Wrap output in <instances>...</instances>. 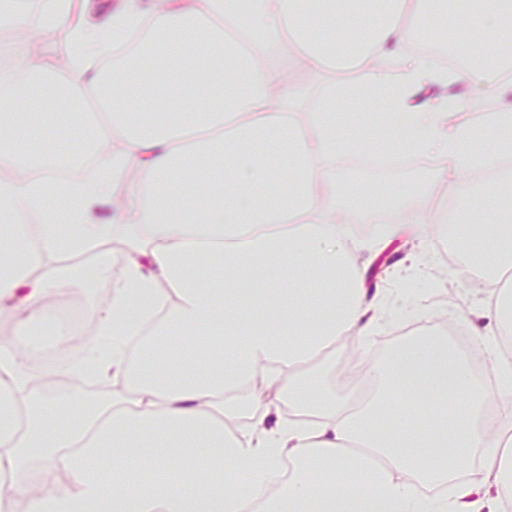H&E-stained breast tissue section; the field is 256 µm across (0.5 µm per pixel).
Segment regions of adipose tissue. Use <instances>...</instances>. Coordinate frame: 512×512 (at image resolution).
<instances>
[{"label": "adipose tissue", "instance_id": "1", "mask_svg": "<svg viewBox=\"0 0 512 512\" xmlns=\"http://www.w3.org/2000/svg\"><path fill=\"white\" fill-rule=\"evenodd\" d=\"M446 0H139L71 19V0H44L43 28L68 26L67 69L28 60L0 68V322L40 321L82 277L74 255L111 279L84 346V372L119 390L61 401L19 367L36 347L0 344V512H512V226L471 225L490 273L471 352L487 356L495 394L471 353L444 336L412 335L364 368L338 397L327 366L343 340L368 343L390 297L369 296L366 260L386 242L450 235L444 204L475 172L512 188V0H470L455 12L451 52L511 102L448 122L463 99L414 103L423 86L458 82L408 49L412 28ZM411 28L396 24L402 11ZM149 18L147 48L107 71L99 61ZM290 44L309 69L392 54L400 75L372 68L366 87L331 91L317 112L290 109L291 86L270 50ZM386 105L404 141L444 159L431 191L383 239L353 237L336 205V170L350 141L337 105L367 95ZM105 107L95 130L105 166L69 195L76 217L53 212L54 167L76 140L49 153L23 149L42 109L90 130L82 109ZM125 186L123 223L142 237L124 254L106 246L93 213ZM139 362H132V353ZM63 476L35 493L33 471Z\"/></svg>", "mask_w": 512, "mask_h": 512}]
</instances>
